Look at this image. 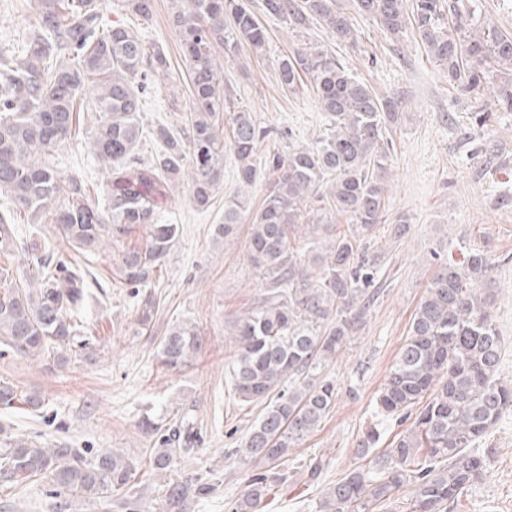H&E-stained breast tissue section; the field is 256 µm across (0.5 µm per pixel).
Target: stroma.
Returning <instances> with one entry per match:
<instances>
[{
  "mask_svg": "<svg viewBox=\"0 0 512 512\" xmlns=\"http://www.w3.org/2000/svg\"><path fill=\"white\" fill-rule=\"evenodd\" d=\"M104 22L133 28L147 45L164 51L165 76L152 81L143 95L144 125L160 122L185 128L191 100L180 34L173 24V0H154L150 19L129 13L123 0H104ZM356 47L341 46L315 27L295 33L275 19L265 20L268 41L262 56L241 48L229 56L214 50L224 91L252 112L271 134L259 154L308 146L328 128L310 85L299 91L278 82L279 61L302 43H318L336 53L357 79L380 96L399 101L401 116L390 135L397 151L387 177L389 216L406 215L410 230L398 245L384 236L386 250L382 289L366 324L347 349L326 366L335 379L336 404L321 425L280 466L288 479L275 487L264 512H315L329 484L359 465L355 447L371 420L374 399L405 340L414 310L441 261L463 262L465 250L479 247L493 265L494 316L505 347L499 374L512 382V110L493 104L490 93L465 95L448 84V74L415 38L391 42L372 18L353 14ZM36 22L35 0H0V53L20 55ZM491 105L489 121L477 126L475 113ZM80 127L60 150L63 175L89 181L93 200L106 190L102 168L90 150L97 115L80 102ZM240 191L235 162L224 158V183L208 209L192 201L187 181L173 191L165 214L180 227L170 256L158 270L150 291L160 302L151 332L138 331L142 296L119 282V253L144 247L146 231L133 226L125 239L92 256L90 267L99 292L88 303L85 324L96 346L91 354L70 355L65 366L49 359L0 354V379L20 390L39 392L38 411H0V426L15 436L56 441L80 450L119 448L140 463L136 491L145 512L164 506L163 476L146 461L153 439L142 429L144 418L170 427L188 419L196 432L192 450L178 457L175 475L194 474L214 484L191 512H231L242 497L256 465L225 458L256 419L257 406H241L228 394V367L235 349L230 323L255 306L265 283L250 265L246 239L215 242L211 228L224 218V201ZM197 326L205 347L188 367L173 371L157 359L159 343L172 325ZM480 453L489 457L483 476L466 489L451 512H512V410L506 412ZM321 460L324 472L310 480L309 460ZM52 484L45 479L12 487L0 485V512H55Z\"/></svg>",
  "mask_w": 512,
  "mask_h": 512,
  "instance_id": "obj_1",
  "label": "stroma"
}]
</instances>
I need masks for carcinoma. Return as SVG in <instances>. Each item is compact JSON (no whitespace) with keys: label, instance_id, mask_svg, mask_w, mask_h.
<instances>
[{"label":"carcinoma","instance_id":"obj_1","mask_svg":"<svg viewBox=\"0 0 512 512\" xmlns=\"http://www.w3.org/2000/svg\"><path fill=\"white\" fill-rule=\"evenodd\" d=\"M183 56L192 85L190 131L183 137L164 124L152 128L161 150L143 159L139 116L151 77L167 71L164 52L147 50L137 34L103 23L101 0H37L36 23L26 54H0V252L17 249L14 211L31 223L50 224L63 249L43 255L31 249L35 268L22 283L0 267V345L25 358L54 357L87 349L81 339L83 306L89 297V268L81 259L117 245L131 228L146 229V246L118 256L125 284L144 288L170 254L179 225L162 223L169 190L184 166L195 203L210 205L224 181V152L237 162V178L253 186L262 171L269 189L261 207L245 217L243 195L224 201V221L213 227L219 241L238 236L248 223L247 257L265 281L260 303L232 322L236 356L229 391L261 413L238 447L237 456L261 464L232 512H262L276 483L286 480L279 462L309 436L336 404V381L321 377L322 366L351 343L364 325L372 287L385 259L370 242L387 221L386 175L394 145L386 136L400 113L379 97L328 50L307 44L278 63L279 81L295 91L307 77L317 89L330 134L311 146L292 147L262 158L265 132L252 113H225L214 47L232 54L243 45L261 56L268 38L260 16L300 32L316 22L339 42L356 44L350 15L336 0H179ZM359 13L375 19L396 41L412 34L448 72V84L480 94L491 67L512 65V34L475 19L462 0H356ZM95 91L98 113L91 149L107 173L106 198L92 201L85 179L63 177L57 151L72 139L76 105ZM230 118L223 135L224 118ZM350 218L347 231L330 234V224L309 201ZM310 228L309 262L319 278L308 280L305 262L291 248L292 234ZM491 262L485 251L467 250L463 264L440 263L418 304L408 334L374 403L375 417L402 421L418 408L411 426L383 448L369 429L357 453L368 460L328 486L315 512H380L396 490L408 486L407 512H448L487 468L477 448L491 436L501 415L512 409V384L498 375L504 351L492 307ZM156 300L146 297L138 329H147ZM197 327L178 322L161 341L159 363L180 370L202 349ZM38 409L37 393L0 381V409ZM145 433L158 447L146 451L156 473H168L189 452L193 426L162 431L147 418ZM139 464L117 449L90 456L57 442L6 436L0 440V481L47 478L55 494L103 504L120 498L125 512H143L132 481ZM214 486L191 474L168 484L167 512H188L189 501Z\"/></svg>","mask_w":512,"mask_h":512}]
</instances>
